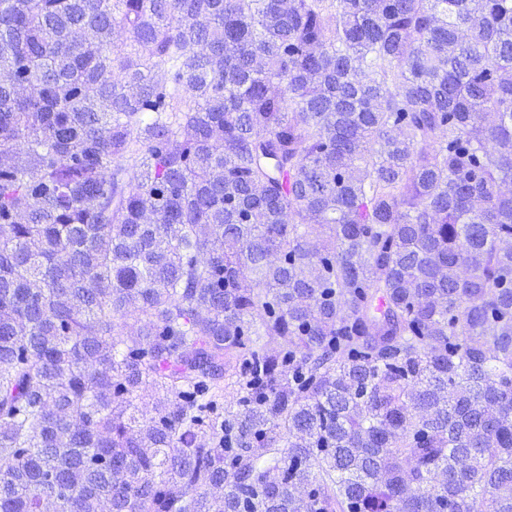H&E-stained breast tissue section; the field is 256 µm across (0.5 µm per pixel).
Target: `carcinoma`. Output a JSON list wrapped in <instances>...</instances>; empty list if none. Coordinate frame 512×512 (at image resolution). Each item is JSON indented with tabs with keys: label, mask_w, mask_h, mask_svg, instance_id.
<instances>
[{
	"label": "carcinoma",
	"mask_w": 512,
	"mask_h": 512,
	"mask_svg": "<svg viewBox=\"0 0 512 512\" xmlns=\"http://www.w3.org/2000/svg\"><path fill=\"white\" fill-rule=\"evenodd\" d=\"M508 183L512 0H0V512H512Z\"/></svg>",
	"instance_id": "cac0c4a2"
}]
</instances>
